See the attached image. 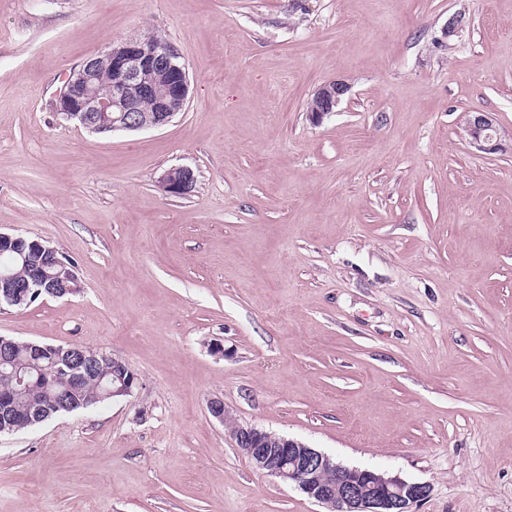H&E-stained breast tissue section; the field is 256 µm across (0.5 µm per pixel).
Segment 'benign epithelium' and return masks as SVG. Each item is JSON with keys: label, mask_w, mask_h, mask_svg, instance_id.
Wrapping results in <instances>:
<instances>
[{"label": "benign epithelium", "mask_w": 512, "mask_h": 512, "mask_svg": "<svg viewBox=\"0 0 512 512\" xmlns=\"http://www.w3.org/2000/svg\"><path fill=\"white\" fill-rule=\"evenodd\" d=\"M102 71L112 78L111 90L106 95L100 94L95 83ZM347 92V84L340 80L323 84L314 95L315 106L309 110L311 119L318 121L334 112ZM188 96L189 80L180 54L166 40L149 36L122 41L85 59L64 80L52 109L67 122L95 134L109 135L164 126L183 110ZM145 99L153 102L149 116L142 115L141 103ZM462 129L477 149L487 153L500 150L499 131L488 113H468ZM194 182V173L187 167L171 168L161 177L162 187L172 196L188 194ZM32 251L38 260L32 265L31 280L21 283L12 269H0V308L16 304L30 293L40 298H62L78 292L72 285H54L56 275L49 272L56 260L54 248L35 240ZM11 344L12 341L0 336V404L5 413L10 411L14 393L30 386L24 365L15 359ZM55 354L70 370L74 393L92 381L94 367L101 358L112 359L114 386L110 391L103 390L101 397L129 395L137 385V376L129 366L104 352L71 345L55 349ZM209 412L229 428L234 446L254 468L297 485L308 498L334 512H415L413 507L429 496L430 486L426 483L345 467L301 441L241 425L232 420L220 399L210 401Z\"/></svg>", "instance_id": "obj_1"}]
</instances>
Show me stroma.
<instances>
[{"instance_id":"obj_1","label":"stroma","mask_w":512,"mask_h":512,"mask_svg":"<svg viewBox=\"0 0 512 512\" xmlns=\"http://www.w3.org/2000/svg\"><path fill=\"white\" fill-rule=\"evenodd\" d=\"M153 34L189 74L172 122L57 117L71 69ZM468 112L503 151L468 143ZM179 166L185 197L160 184ZM0 231L79 286L0 309V336L138 377L1 436L0 512H327L253 468L214 398L430 484L418 512H512V0H0ZM348 89L347 84L340 80L323 84L314 95V108L308 111L311 119L319 122L323 116L335 112V108ZM462 129L470 143L477 149L487 153L501 150L498 128L494 118L487 112H469ZM165 191L172 196H183L191 192L195 177L187 167H174L167 170L160 180Z\"/></svg>"}]
</instances>
